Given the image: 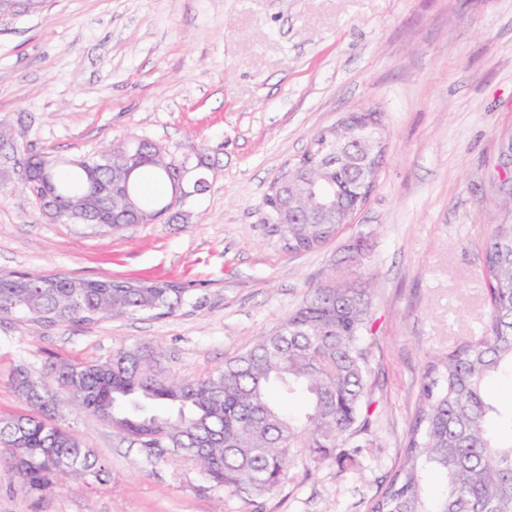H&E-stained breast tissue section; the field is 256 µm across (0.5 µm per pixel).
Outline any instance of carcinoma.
I'll use <instances>...</instances> for the list:
<instances>
[{
    "label": "carcinoma",
    "mask_w": 512,
    "mask_h": 512,
    "mask_svg": "<svg viewBox=\"0 0 512 512\" xmlns=\"http://www.w3.org/2000/svg\"><path fill=\"white\" fill-rule=\"evenodd\" d=\"M344 133L333 125L318 130L264 196L267 235L290 253L314 251L343 229L314 211L312 197L333 189L342 204H361L358 188L369 160L354 154L338 165L321 154L325 141ZM129 162L136 169L124 181ZM143 169L179 188L183 166L157 144L131 139L97 157L59 162L47 203L60 221L97 231L161 221L167 202L142 195ZM82 195L99 205L76 219L69 205ZM482 267L483 331L426 360L400 462L366 512H512V411L496 414L489 393L493 381L512 377V223L491 226ZM206 302L199 289L176 282L0 272V315L21 313L46 327L110 316L160 319ZM369 319L361 274L338 285L333 271L308 287L275 333L202 377H171L162 355L140 343L121 345L102 361L53 362L38 376L20 369L27 410L0 414V472L31 492L74 473L106 480L105 464L57 423L64 411L112 424L156 463L191 460L208 489L249 504L276 493L297 461L356 471L361 460L353 437L371 407L362 343ZM431 474L443 479L438 494L428 491Z\"/></svg>",
    "instance_id": "cac0c4a2"
}]
</instances>
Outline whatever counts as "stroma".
<instances>
[{
	"label": "stroma",
	"mask_w": 512,
	"mask_h": 512,
	"mask_svg": "<svg viewBox=\"0 0 512 512\" xmlns=\"http://www.w3.org/2000/svg\"><path fill=\"white\" fill-rule=\"evenodd\" d=\"M361 106L386 137L369 202L318 251H285L262 224L265 194ZM0 123L61 160L145 137L183 164L185 187L209 182L170 223L99 234L50 220L20 192V168L0 171V271L177 281L208 297L163 319L0 316V414L25 409L17 367L123 344L158 348L176 377L206 375L273 334L359 239L373 402L359 472L298 466L252 505L205 489L184 458L154 463L112 425L68 414L62 427L110 481L73 475L33 494L0 474V512H363L399 460L427 357L483 330V245L512 221V0H44L0 21ZM202 150L216 159L206 173Z\"/></svg>",
	"instance_id": "35a3bbf8"
}]
</instances>
